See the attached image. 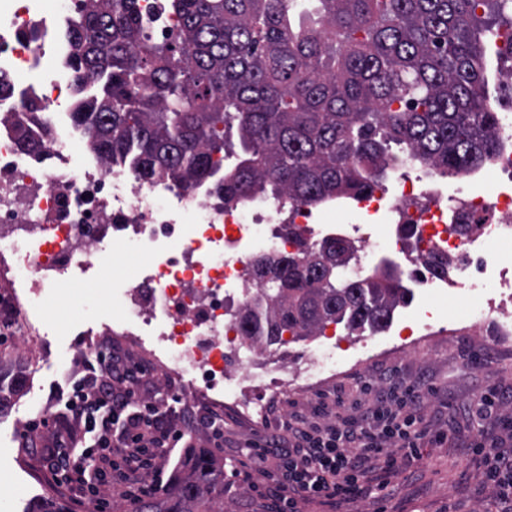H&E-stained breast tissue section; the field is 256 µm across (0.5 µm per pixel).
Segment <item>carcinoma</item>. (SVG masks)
Masks as SVG:
<instances>
[{"label": "carcinoma", "mask_w": 512, "mask_h": 512, "mask_svg": "<svg viewBox=\"0 0 512 512\" xmlns=\"http://www.w3.org/2000/svg\"><path fill=\"white\" fill-rule=\"evenodd\" d=\"M179 20L155 39L138 0H79L66 24L71 112L88 148L142 180L212 181L230 205L257 194L309 206L357 200L383 185L393 148L440 178L467 176L500 149L488 107L487 53L512 44V0H164ZM240 150L218 174L215 155ZM19 146L41 150L23 123ZM355 247L326 238L258 256L265 310L238 313L265 349L284 334L336 324L378 333L409 292L393 262L348 273ZM425 265L448 277V259ZM18 346L0 330V364ZM133 512H224V472L188 449Z\"/></svg>", "instance_id": "obj_1"}]
</instances>
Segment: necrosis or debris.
<instances>
[{
  "instance_id": "1",
  "label": "necrosis or debris",
  "mask_w": 512,
  "mask_h": 512,
  "mask_svg": "<svg viewBox=\"0 0 512 512\" xmlns=\"http://www.w3.org/2000/svg\"><path fill=\"white\" fill-rule=\"evenodd\" d=\"M42 12V0H0V77L10 86L0 94V264L14 271L4 306L24 316L22 347L35 349L46 334L36 299L65 286L70 298L96 297L89 283L72 285L73 273L131 249L148 262L135 279L113 278L112 304L98 310L107 340L134 351L163 379H190L188 398L252 418L290 390L325 384L336 347L335 333L310 337L307 359L287 372L278 355L244 338L236 314L260 292L251 272L259 254L347 238L359 250L352 276L378 257L400 267L419 301L464 289L473 331L488 318L479 301L484 289L512 288L489 253L491 245L512 243L511 112L499 115L504 147L477 182L445 187L426 172L401 178L395 191L381 186L360 200L361 224L322 223L314 208L283 197L256 195L227 206L212 184L143 181L128 165L81 149L70 120L76 87L64 72L67 49H48ZM17 88L43 107L29 122L43 144L36 155L22 151L15 135ZM461 222L470 224L468 233L458 231ZM432 252L452 260L453 280L422 266Z\"/></svg>"
}]
</instances>
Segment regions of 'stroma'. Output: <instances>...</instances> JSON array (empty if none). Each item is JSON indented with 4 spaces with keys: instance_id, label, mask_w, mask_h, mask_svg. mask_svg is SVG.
Instances as JSON below:
<instances>
[{
    "instance_id": "35a3bbf8",
    "label": "stroma",
    "mask_w": 512,
    "mask_h": 512,
    "mask_svg": "<svg viewBox=\"0 0 512 512\" xmlns=\"http://www.w3.org/2000/svg\"><path fill=\"white\" fill-rule=\"evenodd\" d=\"M55 321L37 352L20 351L18 358L0 364V374L9 384L5 390V409L0 410V497L13 503V512H26L35 499L51 494L52 488L36 457L23 440L28 421L54 412L51 391L83 374L88 331L99 324L90 311L71 301L53 305ZM467 313L466 304L452 293L431 311L430 323L437 340L425 350L411 353L390 352L378 355L380 345L398 334L400 319H393L387 332L363 333L359 348L363 363L356 371L321 386L320 390H295L287 398L297 408L307 410L319 394H347L361 383L381 387L385 376H402L429 381L432 390L423 398L422 412L433 418L443 402L463 406L471 402L483 386L495 382L512 386V349L498 347L493 323H486L474 335L460 332ZM265 432L259 422L230 419L224 423L226 443L215 455L224 467V512H266L267 503L252 490L263 483L261 466H252L248 478L232 476L237 466L238 444L259 438ZM455 500L459 512H492L493 488H479L477 471L467 457L435 449L426 468L405 473L397 480L386 507L388 512H441L448 500Z\"/></svg>"
}]
</instances>
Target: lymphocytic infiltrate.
I'll return each instance as SVG.
<instances>
[{
    "label": "lymphocytic infiltrate",
    "mask_w": 512,
    "mask_h": 512,
    "mask_svg": "<svg viewBox=\"0 0 512 512\" xmlns=\"http://www.w3.org/2000/svg\"><path fill=\"white\" fill-rule=\"evenodd\" d=\"M144 368L115 361L99 352L82 377L55 387L52 418L31 420L29 430L55 423L59 434L41 449L49 480L69 493L77 512L94 504L110 512L102 493L119 486L135 501L163 487L160 469L185 433L173 415L180 396L141 398ZM423 381H390L371 402L320 398L311 411L272 410L263 438L247 442L242 467L261 465L266 485L257 494L269 512H298L299 500L339 508L381 491L412 468L425 466L430 448L451 444L475 461L482 483L492 485L497 512H512V417L500 409L508 398L491 383L467 408L469 417L493 420L491 430H462L457 418L443 414L427 421L419 397ZM152 475L151 485L142 476Z\"/></svg>",
    "instance_id": "1"
}]
</instances>
